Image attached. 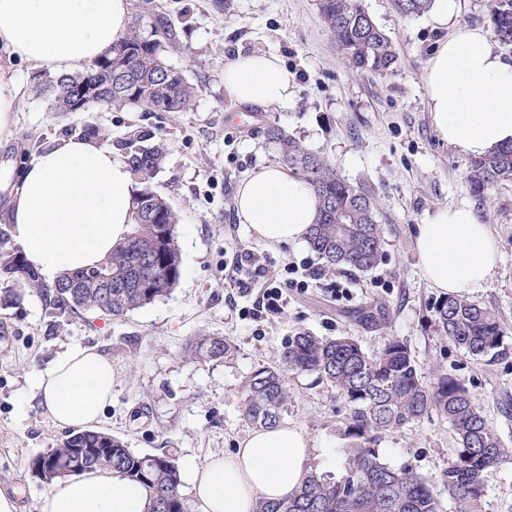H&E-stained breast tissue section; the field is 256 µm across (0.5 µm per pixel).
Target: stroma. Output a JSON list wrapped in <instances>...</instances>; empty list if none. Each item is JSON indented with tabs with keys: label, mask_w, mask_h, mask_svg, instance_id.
<instances>
[{
	"label": "stroma",
	"mask_w": 512,
	"mask_h": 512,
	"mask_svg": "<svg viewBox=\"0 0 512 512\" xmlns=\"http://www.w3.org/2000/svg\"><path fill=\"white\" fill-rule=\"evenodd\" d=\"M130 21L151 28L164 17L172 29L165 63L196 89L184 112L122 111L92 107L53 111L33 88L42 71L16 61L11 69L24 104L7 139L0 141V248L14 249L3 218L10 193L41 147L79 138L86 127L129 155L130 141L168 144L162 170L151 181L177 215L181 275L163 299L113 319L91 311L61 313L25 290L0 307V490L18 493L17 512H39L47 486L28 471L29 459L56 447L66 428L49 418L31 386L34 372L52 366L72 347L90 348L112 363V401L96 428L123 438L142 454L173 456L178 465H204L227 455L254 427L243 416L241 385L253 370L274 364L284 339L299 330L354 337L379 352L397 337L410 347L423 378L443 369L476 398L489 426L512 447V183L472 193L470 157L442 141L427 107L424 72L440 31L423 17H403L391 0H364L399 55L393 75L344 67L318 9V0H129ZM255 52L277 55L294 76L288 106L241 105L224 94V66ZM278 123L307 150L328 157L345 180L366 186L378 207L382 257L367 272L351 273L346 298L323 287L288 294L278 318L242 316L255 292L224 280V254L247 248L267 255L269 277L285 263L317 262L308 244L271 246L240 224L238 186L276 163L266 139ZM465 203L489 225L501 260L487 285L469 299L493 311L504 331L498 352L476 359L438 335L434 306L442 294L426 279L414 229L443 207ZM372 302L389 306L385 328L367 329L355 312ZM200 335L224 336L232 356L197 361L188 344ZM293 398L282 421L302 430L314 447L341 451L338 433L346 409L334 390L309 373L288 377ZM458 443L447 421L429 416L385 433L383 462L412 464L438 479Z\"/></svg>",
	"instance_id": "obj_1"
}]
</instances>
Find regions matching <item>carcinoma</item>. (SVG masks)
Segmentation results:
<instances>
[{"label": "carcinoma", "instance_id": "carcinoma-1", "mask_svg": "<svg viewBox=\"0 0 512 512\" xmlns=\"http://www.w3.org/2000/svg\"><path fill=\"white\" fill-rule=\"evenodd\" d=\"M432 0H392L401 16L429 10ZM323 23L342 63L351 71L388 76L396 72L394 44L372 20L362 0H318ZM492 34L512 50V0H489ZM169 26L159 22L145 31L131 26L112 50L86 71L47 78L35 91L63 112L80 89L92 83L98 93L86 106L111 109L128 107L147 112H184L195 89L184 75L162 58ZM278 159L312 187L318 214L310 226L309 248L330 267L364 272L381 256L382 238L376 220V203L368 190L340 177L325 156L307 151L276 124L266 129ZM167 144L158 139L130 154L129 163L142 188L132 198L127 239L117 244L98 265L62 275L55 283L40 281L19 251L0 250V277L35 290L62 313L78 308L119 318L170 294L181 273L176 217L168 202L155 193L150 181L158 173ZM512 181V144L500 146L474 159L467 182L483 195L491 187ZM112 275V299L104 296L102 272ZM152 279L151 288H138V280ZM439 335L474 357H485L502 344L498 318L485 307L457 296H446L435 307ZM389 308L376 302L357 312L358 321L383 327ZM235 346L223 336H197L188 346L197 360L231 356ZM310 372L336 391L348 408L339 434L346 440L344 472L336 480L309 472L300 490L279 501H256L254 512H444L441 493L410 466L393 468L380 461L377 445L382 435L434 414L448 420L460 445L441 483L454 512H484L488 472L512 460V448L503 443L481 414L468 388L446 374L431 380L418 375L410 347L391 339L377 354L366 353L349 336L322 338L301 330L288 336L272 366L254 370L245 380L243 416L263 430L281 423L290 399L288 374ZM77 448L112 449V470L140 485L146 494L145 512H191L181 493V473L176 460L165 454H140L109 433L73 431L55 448L31 458L29 471L40 469L44 484L50 474L75 464Z\"/></svg>", "mask_w": 512, "mask_h": 512}]
</instances>
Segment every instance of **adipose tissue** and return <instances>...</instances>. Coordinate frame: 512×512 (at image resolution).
<instances>
[{
  "instance_id": "ef3b65f1",
  "label": "adipose tissue",
  "mask_w": 512,
  "mask_h": 512,
  "mask_svg": "<svg viewBox=\"0 0 512 512\" xmlns=\"http://www.w3.org/2000/svg\"><path fill=\"white\" fill-rule=\"evenodd\" d=\"M462 0H432L428 25L446 31L424 73L439 137L467 156L512 142V59L484 27L460 20ZM128 0H0V55L56 74L85 71L128 24ZM224 90L248 105H284L292 77L273 55H244L224 67ZM135 192L132 171L112 148L71 138L29 162L9 201L13 240L47 281L94 266L123 241ZM318 209L309 184L279 166L255 172L237 192L242 223L272 246L299 244ZM415 246L428 281L447 295L485 288L499 263L497 243L469 205L438 210L418 225ZM112 364L76 347L35 373L32 385L62 427L99 422L112 400ZM312 449L285 425L252 432L236 452L189 466L200 512H253L256 499L296 494ZM141 486L99 469L55 481L40 512H143Z\"/></svg>"
}]
</instances>
